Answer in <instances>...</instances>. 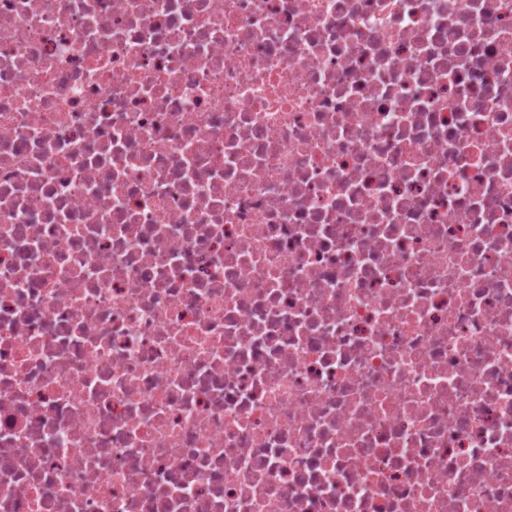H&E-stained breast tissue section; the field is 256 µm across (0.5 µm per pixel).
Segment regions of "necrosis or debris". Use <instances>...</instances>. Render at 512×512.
Returning <instances> with one entry per match:
<instances>
[{
    "label": "necrosis or debris",
    "instance_id": "1",
    "mask_svg": "<svg viewBox=\"0 0 512 512\" xmlns=\"http://www.w3.org/2000/svg\"><path fill=\"white\" fill-rule=\"evenodd\" d=\"M0 512H512V0H0Z\"/></svg>",
    "mask_w": 512,
    "mask_h": 512
}]
</instances>
